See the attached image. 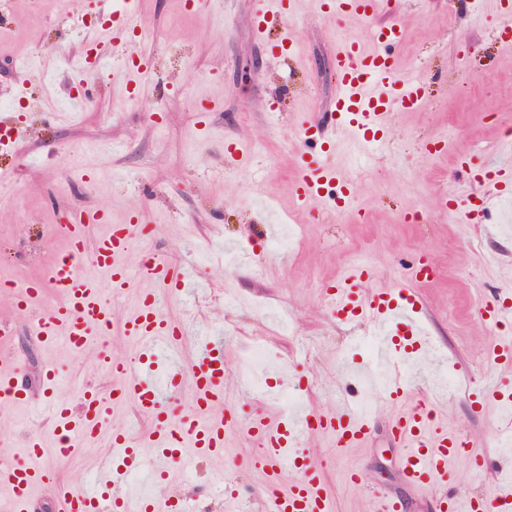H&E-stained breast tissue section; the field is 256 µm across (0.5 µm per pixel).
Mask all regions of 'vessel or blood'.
<instances>
[{
	"mask_svg": "<svg viewBox=\"0 0 512 512\" xmlns=\"http://www.w3.org/2000/svg\"><path fill=\"white\" fill-rule=\"evenodd\" d=\"M382 0H321L324 12L336 18L356 17L371 21L369 44L356 39L341 40L336 47V96L327 125L306 118L297 121V134L305 141L326 140L329 131L345 130L359 140L376 144L386 142V120L390 112H413L427 101L426 85L421 77L403 71L397 64L394 49L404 38L403 27L392 19L374 23ZM293 13L291 0H264L255 13L254 33L264 41L270 56L292 55L293 41L289 29H282L275 41L267 39L270 19L286 21ZM472 173L471 188L453 189L445 195L449 209L465 221L482 214L489 197L481 193L484 183H491L496 194L512 193V158L494 168H487L482 158L467 162ZM344 176L322 166L316 159H300L295 181L299 202L311 206L324 198L327 187L344 184ZM108 224L98 212H83L68 223L59 225L67 241L69 257L57 263L48 280H32L16 296L17 305H30L44 288L61 294L59 304L42 313L35 321L33 333L47 344L64 340L73 350L88 346L91 337L113 331L137 341V358L127 360L102 350L98 353L101 368L112 376V389L101 393L94 388L83 390L76 408L56 405L51 440L42 436L27 442V456L21 460H0V486L8 491L9 506L4 512H31L32 491L47 484L50 467L44 466L46 455L56 460L68 458L72 442L81 438L95 442L108 438L112 464L98 474L91 491H66L57 499L58 512H185L182 502L158 501L152 496L128 493L129 475L145 471L153 485L168 481L172 466H184L191 459H208L224 454L231 431L244 430L259 447L260 460L269 471L270 481H277L283 467L298 474L288 487L266 499V512H330L321 470L301 452L303 437L316 432L332 435L337 448L362 443L369 431L368 417L358 415L344 399H337L333 413L301 409L286 417L264 414L246 416L224 398V346L209 339L198 341L188 365L179 364L172 351L191 336L190 326L166 315L161 309L164 294L181 290L189 278L183 268L165 261L141 264L130 270L124 257L145 228L137 217L123 224H108V232L95 245L87 243V229L92 224ZM106 269L111 277L113 294L120 295L135 280L150 282L151 287L139 294L135 309L122 321H114L112 310L104 300L95 279L82 274L83 258ZM437 270L429 260L418 261L410 281L393 287L364 292L368 270L359 268L344 277L331 294L334 311L349 324L369 326L379 341L376 357L381 363L395 359L398 333L413 337L418 332L416 314L422 301L416 291L418 283L435 278ZM483 314L490 323L512 317V279L502 280L492 304ZM489 364L498 368V379L512 378V337L504 336L488 352ZM17 363L0 360V391L11 402L28 401L29 393L19 381ZM191 389V406L177 413L163 399L164 392ZM389 398L398 404L388 430L404 453L400 468L405 481L415 488H444L445 512H512V478L501 477L497 492L491 496H473L456 491L452 461L468 453L470 440L448 431L438 421V407L429 400L409 396L406 379L400 378L387 388ZM133 403L138 414L149 420V432L134 439L121 430L105 432L103 424L116 406ZM157 451L152 466H145L143 448Z\"/></svg>",
	"mask_w": 512,
	"mask_h": 512,
	"instance_id": "b4317fda",
	"label": "vessel or blood"
}]
</instances>
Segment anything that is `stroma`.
I'll return each mask as SVG.
<instances>
[{
    "mask_svg": "<svg viewBox=\"0 0 512 512\" xmlns=\"http://www.w3.org/2000/svg\"><path fill=\"white\" fill-rule=\"evenodd\" d=\"M257 2L223 0L216 8L199 0L191 10L185 0H133L137 21L153 39L140 47L151 74L132 96L112 76L121 64L115 34L68 25L70 15L87 13V0H0V123L23 126L0 145V276L20 287L48 278L66 248L54 226L71 211H104L115 224L139 212L148 234L127 261L135 266L154 256L189 273L194 288L165 295L163 307L172 318H192L199 338L223 336L228 400L247 398L253 412H285L277 392L251 396L240 384L242 359L256 343L267 349L276 378L300 379L302 406L328 412L340 395L354 407L369 400L374 430L365 442L339 451L327 434L304 440L322 466L332 512H372L381 493L400 497L404 512H440L436 492L404 482L402 448L386 433L393 407L383 389L365 392L349 372V365L366 362V352L356 330L332 313L327 295L354 267L357 251L366 253L373 288L405 281L411 261L426 256L438 270L419 290L427 343L406 373L423 395L432 394L439 374L458 380L456 390L442 394L444 420L472 439L487 468H474L467 456L453 460L456 488L492 495V473L512 465V453L498 446V403L473 404L463 380L483 377L479 360L499 335L481 311L499 284L498 260L512 261V223L502 221L512 198L498 199L478 224L463 223L439 201L467 181L465 158L500 162L512 127V51L498 41L496 13L469 0H394L376 15L379 24L393 17L402 23L404 39L394 53L402 69L426 80L427 102L392 113L389 140L377 151L340 132L334 147L320 152L322 162L352 179L359 207L345 217L326 203L306 212L297 200L298 162L310 147L298 139L293 119L325 120L336 93V44L367 39V26L329 17L319 0H296L289 24L297 55L273 58L254 37ZM90 46L105 68L86 71ZM249 63L259 68L250 83L241 73ZM210 102L216 111L202 112ZM228 139L249 149L248 164L226 155ZM439 140L442 151L427 150ZM418 210L427 222H405ZM285 215L303 222L295 254L259 265L225 263L228 254L261 253L269 226ZM204 247L213 256L197 262ZM280 310L295 315L296 335L278 332ZM32 324L0 294V326L9 329V351L30 395L0 412V454L7 458L23 457L30 437L51 433L53 403L40 391L46 369L58 373L61 399L77 400L88 384L104 393L111 385L92 352L42 343ZM104 453L80 441L68 459L52 462L55 484L34 489L35 512H57V489L86 487ZM257 453L247 434L230 433L223 458L196 461L191 479L174 468L162 494L189 498L198 512H225L217 486L234 482L249 489L247 512H265L268 475L253 465ZM352 469L362 471L363 483L348 481Z\"/></svg>",
    "mask_w": 512,
    "mask_h": 512,
    "instance_id": "35a3bbf8",
    "label": "stroma"
}]
</instances>
